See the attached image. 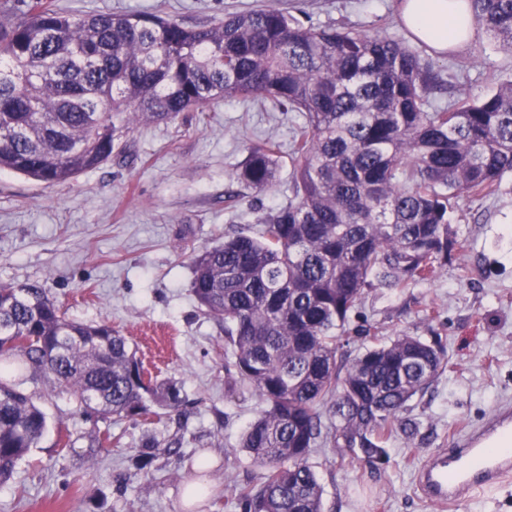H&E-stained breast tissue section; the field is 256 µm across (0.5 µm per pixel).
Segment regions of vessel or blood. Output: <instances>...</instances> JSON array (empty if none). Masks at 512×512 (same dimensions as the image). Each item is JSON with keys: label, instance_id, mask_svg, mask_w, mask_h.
Returning <instances> with one entry per match:
<instances>
[{"label": "vessel or blood", "instance_id": "1", "mask_svg": "<svg viewBox=\"0 0 512 512\" xmlns=\"http://www.w3.org/2000/svg\"><path fill=\"white\" fill-rule=\"evenodd\" d=\"M415 477L421 497L441 512H458L477 493L504 487L512 481V410L498 412L453 445L427 455Z\"/></svg>", "mask_w": 512, "mask_h": 512}]
</instances>
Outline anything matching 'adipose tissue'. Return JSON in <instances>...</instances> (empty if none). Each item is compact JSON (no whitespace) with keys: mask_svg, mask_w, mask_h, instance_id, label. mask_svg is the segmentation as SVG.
Listing matches in <instances>:
<instances>
[{"mask_svg":"<svg viewBox=\"0 0 512 512\" xmlns=\"http://www.w3.org/2000/svg\"><path fill=\"white\" fill-rule=\"evenodd\" d=\"M397 11L406 30L440 51L462 50L477 32L470 0H399Z\"/></svg>","mask_w":512,"mask_h":512,"instance_id":"1","label":"adipose tissue"}]
</instances>
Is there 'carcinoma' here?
<instances>
[{
	"mask_svg": "<svg viewBox=\"0 0 512 512\" xmlns=\"http://www.w3.org/2000/svg\"><path fill=\"white\" fill-rule=\"evenodd\" d=\"M477 25L512 50V0H471ZM443 86L403 40L306 26L276 8L189 27L152 13L73 14L52 0H0V171L46 184L104 164L140 122L269 100L300 114L288 202L257 234L224 235L193 259L192 292L224 327L237 376L265 408L240 448L264 469L241 512H323L309 459L326 440L375 466L411 443L407 415L445 372L438 337L403 334L339 356L365 294L429 280L456 244L448 213L497 193L512 172V81L431 108ZM280 145L252 146L236 178L264 192ZM51 380L86 415L179 413L182 386L150 382L128 337L66 316L40 283L0 282V483L47 429L16 382Z\"/></svg>",
	"mask_w": 512,
	"mask_h": 512,
	"instance_id": "obj_1",
	"label": "carcinoma"
}]
</instances>
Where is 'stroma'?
<instances>
[{
	"label": "stroma",
	"instance_id": "1",
	"mask_svg": "<svg viewBox=\"0 0 512 512\" xmlns=\"http://www.w3.org/2000/svg\"><path fill=\"white\" fill-rule=\"evenodd\" d=\"M397 0H55L70 13H155L189 27L226 13L263 7L290 11L316 27L351 28L406 38ZM452 74L453 97L481 96L512 79V50L477 32L464 50L437 58ZM299 117L240 99L212 112H186L170 122L141 123L116 142L111 158L75 179L48 185L0 173V282H38L71 318L108 322L138 348L145 370L182 384V415L152 422L85 418L73 396L43 379L25 389L48 416V430L0 484V512H239L236 491L257 477L239 442L263 403L233 382L224 329L200 309L192 291V255L225 235L258 231L259 218L289 195L290 164L258 193L236 173L251 145L273 139L288 147ZM238 204L224 206L227 190ZM457 243L447 266L429 281L369 291L360 325L384 340L401 333L440 337L448 367L431 390L410 403L421 422L414 442L390 440L388 464L373 469L325 446L310 458L324 489L325 512H438L421 499L414 472L431 452L512 408V173L499 193L459 200L450 216ZM435 312L424 323L423 310ZM109 434V448L92 450ZM182 439L183 456L166 448ZM154 440L149 472L132 457ZM206 463L207 493L183 508L184 480Z\"/></svg>",
	"mask_w": 512,
	"mask_h": 512
}]
</instances>
